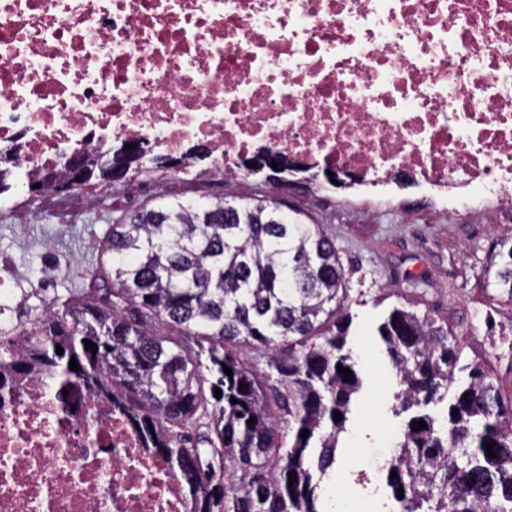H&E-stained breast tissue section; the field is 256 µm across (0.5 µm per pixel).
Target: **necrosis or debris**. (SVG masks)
I'll return each mask as SVG.
<instances>
[{"label": "necrosis or debris", "mask_w": 512, "mask_h": 512, "mask_svg": "<svg viewBox=\"0 0 512 512\" xmlns=\"http://www.w3.org/2000/svg\"><path fill=\"white\" fill-rule=\"evenodd\" d=\"M139 140L269 147L449 212L512 209V0H0V151L17 187ZM0 512H189L104 400L50 380L0 397Z\"/></svg>", "instance_id": "4bbe7bcc"}]
</instances>
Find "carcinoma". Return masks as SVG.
Listing matches in <instances>:
<instances>
[{"mask_svg": "<svg viewBox=\"0 0 512 512\" xmlns=\"http://www.w3.org/2000/svg\"><path fill=\"white\" fill-rule=\"evenodd\" d=\"M134 162L118 149L99 166L90 156L86 181L108 182ZM74 181L67 170L29 184ZM488 270L489 297L512 304V234L493 241ZM343 277L320 225L275 199L164 200L109 225L87 286L23 295L36 339L20 344L0 326V391L53 378L63 401L73 388L107 401L166 461L190 512H326L316 475L336 461L362 386ZM378 334L399 378L394 413L405 415L403 443L384 463L399 512H512V400L481 364L458 366L448 323L428 313L395 308ZM246 349L265 358L262 370L239 356ZM456 369L467 381L452 391ZM442 402L440 414L428 411Z\"/></svg>", "mask_w": 512, "mask_h": 512, "instance_id": "carcinoma-1", "label": "carcinoma"}]
</instances>
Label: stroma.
<instances>
[{
  "instance_id": "1",
  "label": "stroma",
  "mask_w": 512,
  "mask_h": 512,
  "mask_svg": "<svg viewBox=\"0 0 512 512\" xmlns=\"http://www.w3.org/2000/svg\"><path fill=\"white\" fill-rule=\"evenodd\" d=\"M198 162L191 173L165 168L129 170L121 180L70 192L17 196L16 211H0V266H8L15 297L31 290L63 292L92 274L99 238L123 215L152 208L163 197L203 200L235 193L249 201L280 198L287 211L322 225L344 266L352 344L364 345L369 361L355 395L325 483L358 512H395L385 483L363 487L357 480L383 449L384 436L403 428L393 413L396 376L376 328L392 308L431 314L447 321L462 363H480L503 396L512 395V307L487 298L481 276L490 244L512 230V211L489 205L479 217L449 214L447 205L417 183L399 178L376 189L355 185L290 188L243 175L223 180Z\"/></svg>"
}]
</instances>
